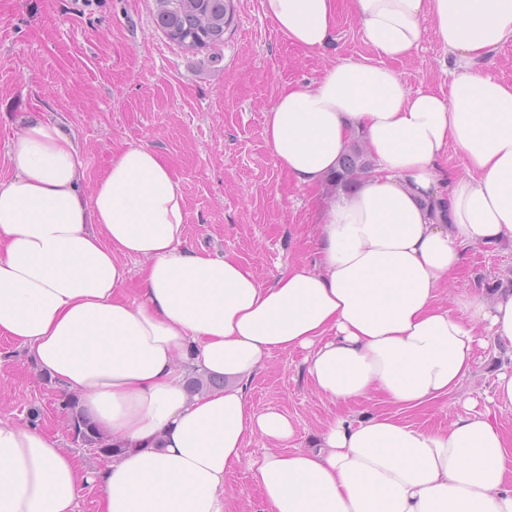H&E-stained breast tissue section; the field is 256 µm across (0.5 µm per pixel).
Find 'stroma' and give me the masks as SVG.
I'll return each mask as SVG.
<instances>
[{"label":"stroma","mask_w":512,"mask_h":512,"mask_svg":"<svg viewBox=\"0 0 512 512\" xmlns=\"http://www.w3.org/2000/svg\"><path fill=\"white\" fill-rule=\"evenodd\" d=\"M155 0H0V179L10 177L9 143L17 119L38 112L76 137L92 190L112 156L129 144L157 151L179 179L187 202L183 245L199 253H229L253 271L260 285L295 261L315 259L318 224L331 196L327 188L298 186L266 144L264 114L281 88L311 87L326 65L371 60L354 0H337L330 45L313 53L289 45L265 17L259 0H236L235 15L219 47L189 51L170 42L155 21ZM448 54L427 32L412 56L396 62L406 89H447ZM512 283V243L468 250L450 291L487 295ZM302 353H277L250 383L255 410L282 408L297 426L295 443L314 447L331 419L390 412L374 400L335 404L313 393ZM512 347L482 351L460 390L420 408L400 411L423 429L447 427L469 395L489 394ZM61 386L17 343L0 335V419L39 426L83 468L105 460L75 444ZM238 512H270L246 465L224 478Z\"/></svg>","instance_id":"1"}]
</instances>
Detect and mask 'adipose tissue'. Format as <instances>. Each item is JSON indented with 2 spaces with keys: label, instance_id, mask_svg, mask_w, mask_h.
I'll return each instance as SVG.
<instances>
[{
  "label": "adipose tissue",
  "instance_id": "ef3b65f1",
  "mask_svg": "<svg viewBox=\"0 0 512 512\" xmlns=\"http://www.w3.org/2000/svg\"><path fill=\"white\" fill-rule=\"evenodd\" d=\"M288 43L325 49L336 0H260ZM373 62L330 65L283 87L265 114L276 164L319 187L353 137L374 160L330 197L319 257L268 286L231 254L182 248L187 204L168 163L130 144L92 193L74 135L37 115L12 138L0 181V335L77 396L126 453L86 472L37 426L0 422V512H234L224 475L246 463L272 512H512V369L488 406L467 397L446 428L395 414L339 416L316 449L292 448L280 408L248 386L276 353L299 352L313 390L339 404L416 409L461 387L480 349L512 346V289L439 302L467 249L512 241V84L476 64L512 40V0H355ZM434 30L455 67L448 90H406L392 62ZM460 154L467 174L440 159ZM142 259L141 300L127 299ZM219 375L189 395L187 374ZM270 442L248 455L253 438Z\"/></svg>",
  "mask_w": 512,
  "mask_h": 512
}]
</instances>
